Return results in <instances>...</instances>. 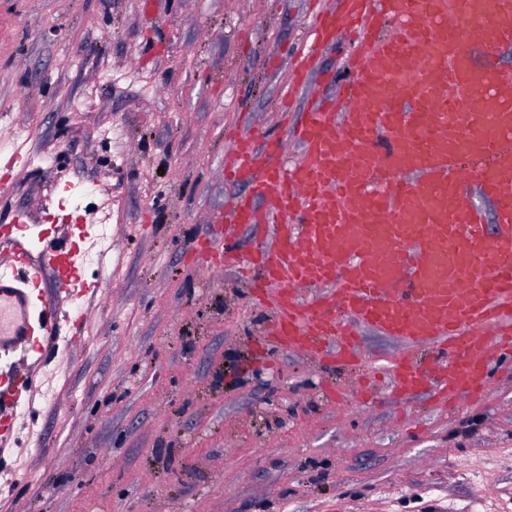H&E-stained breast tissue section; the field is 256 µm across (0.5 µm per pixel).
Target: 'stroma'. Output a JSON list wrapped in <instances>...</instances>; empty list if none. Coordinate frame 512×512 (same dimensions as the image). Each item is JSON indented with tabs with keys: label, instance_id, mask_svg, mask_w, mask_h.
<instances>
[{
	"label": "stroma",
	"instance_id": "35a3bbf8",
	"mask_svg": "<svg viewBox=\"0 0 512 512\" xmlns=\"http://www.w3.org/2000/svg\"><path fill=\"white\" fill-rule=\"evenodd\" d=\"M313 0H0V236L93 227L96 293L62 325L0 458V512H512V364L457 410L369 402L344 367L260 349L270 306L195 261L242 183L232 133L285 137L276 101ZM301 113L344 91L349 42L316 49ZM50 157L35 165L31 156ZM379 367L405 353L354 325Z\"/></svg>",
	"mask_w": 512,
	"mask_h": 512
}]
</instances>
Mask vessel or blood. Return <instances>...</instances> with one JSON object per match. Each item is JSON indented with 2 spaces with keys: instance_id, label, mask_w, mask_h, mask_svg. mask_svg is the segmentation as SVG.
I'll list each match as a JSON object with an SVG mask.
<instances>
[{
  "instance_id": "vessel-or-blood-1",
  "label": "vessel or blood",
  "mask_w": 512,
  "mask_h": 512,
  "mask_svg": "<svg viewBox=\"0 0 512 512\" xmlns=\"http://www.w3.org/2000/svg\"><path fill=\"white\" fill-rule=\"evenodd\" d=\"M323 15L319 35L356 28L360 64L337 104L291 124L301 148L284 163V143L247 136L233 145V180L249 195L232 204L234 225L255 224L269 241L251 256L230 239L209 242L202 269L238 267L251 298L274 300L268 339L363 369L348 323L367 325L409 346L430 349L439 379L409 356L385 368L397 393L429 388L442 408L477 399L491 360L512 358V100L494 64L475 66L468 37L512 42V0H345ZM422 179L410 181L408 171ZM477 180L497 202L500 230L460 206ZM273 196L264 209L257 199ZM27 242L0 252V358L35 346L36 330L57 333V304H35L47 269L63 292L82 295L80 253L64 240Z\"/></svg>"
}]
</instances>
